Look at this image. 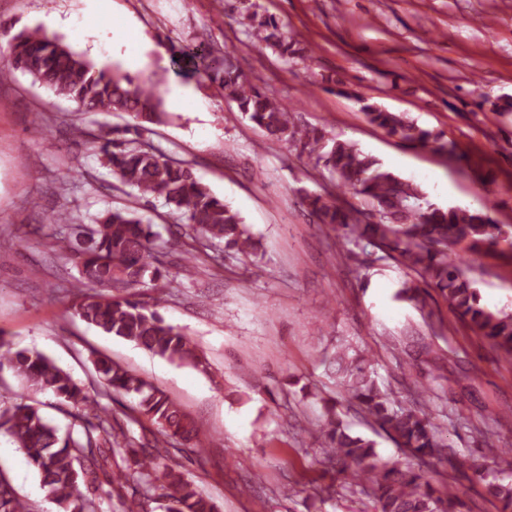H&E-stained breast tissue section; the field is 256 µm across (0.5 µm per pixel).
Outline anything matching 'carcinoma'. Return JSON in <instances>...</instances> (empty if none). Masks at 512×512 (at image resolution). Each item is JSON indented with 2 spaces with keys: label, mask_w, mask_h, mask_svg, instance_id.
I'll list each match as a JSON object with an SVG mask.
<instances>
[{
  "label": "carcinoma",
  "mask_w": 512,
  "mask_h": 512,
  "mask_svg": "<svg viewBox=\"0 0 512 512\" xmlns=\"http://www.w3.org/2000/svg\"><path fill=\"white\" fill-rule=\"evenodd\" d=\"M239 25L254 40L276 49L285 60L299 56L296 41L285 37L277 22L261 15L245 0ZM7 37L0 51V77L19 71L56 95L75 103L83 112H123L130 117L121 130H105L96 143L103 165L121 185L138 190L146 203L163 200L176 222L193 233L194 246L182 253L184 266L213 240L224 250L255 257L262 245L240 214L216 197L193 172L192 164L174 159L150 139L151 126L165 121V99L156 83H136L118 68L99 67L71 50L45 27L22 30ZM174 64H186L224 90L249 122L277 141L288 144L313 168L328 171L334 187L350 190L369 205L358 212L335 192H304L300 204L313 223L340 231L346 243L366 242L410 272L398 290L400 300L425 305L429 290L439 292L448 307L476 335L512 359V312L492 310L481 303L469 266L482 252L504 242L512 246V226L501 225L491 208L441 206L427 200L421 187L384 168L357 144L330 138L318 128L297 124L291 113L264 88L253 83L226 56L222 60L183 48L173 54ZM368 122L413 147L438 142L431 130L405 114L363 102ZM74 239L56 242L58 251L78 268L75 313L101 332L183 366L203 372L206 362L181 329L165 323L157 307L163 302V279L169 275L168 251L156 242L153 227L128 208L110 209L91 225H72ZM347 249L361 268L369 255ZM150 279L157 293L153 305L137 299L136 289ZM324 363L335 369L342 398L319 396L323 419L319 428L323 463L343 475V483L365 487L375 512H462L464 503L457 481L484 484L498 512H512V481L490 480L470 456L448 442L435 421L432 405L438 377L408 391L400 400L379 383L374 355L340 346ZM98 386L89 394L43 353L16 349L0 330V371L7 367L33 393H49L65 406L71 428L63 436L46 420L40 408L22 401L0 406V432L8 435L27 456L42 489L58 512H97L96 492L107 497L139 494L158 504L161 512H218L215 501L202 494L183 471L169 448L170 440L188 444L198 436L195 421L174 400L151 382L112 363L105 356L94 360ZM127 395L137 398L134 423L148 420L153 440L144 444L126 430L102 400L122 404ZM356 408L388 435L411 461L385 460L375 441L348 432L341 417L342 402ZM445 462L455 472L448 477V495L438 493L425 467ZM0 512H32L10 481L0 474Z\"/></svg>",
  "instance_id": "cac0c4a2"
}]
</instances>
